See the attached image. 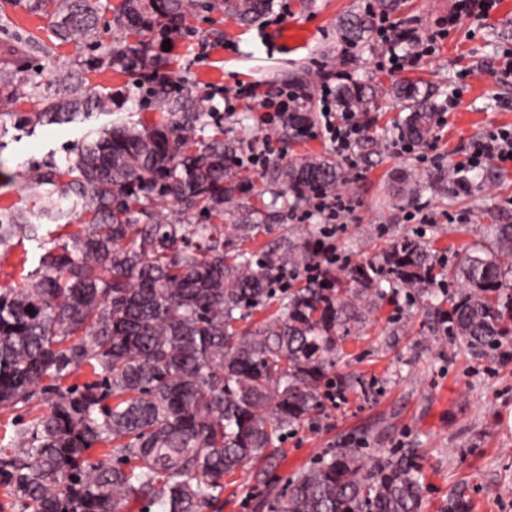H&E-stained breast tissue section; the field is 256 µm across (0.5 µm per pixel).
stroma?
Here are the masks:
<instances>
[{
    "label": "stroma",
    "mask_w": 512,
    "mask_h": 512,
    "mask_svg": "<svg viewBox=\"0 0 512 512\" xmlns=\"http://www.w3.org/2000/svg\"><path fill=\"white\" fill-rule=\"evenodd\" d=\"M368 2L274 0L271 11L249 26L196 12L189 20L195 36L171 43L170 69L209 97L225 129H238L243 118L260 126L274 159L330 153L318 129L302 136L278 125L261 126L260 110L235 91L252 85L262 96L290 89L299 95L296 108L313 112L325 76L336 85L353 72L390 87L397 77L379 68L387 47L376 38L354 49L350 63H337L343 47L340 19L365 10ZM29 3L0 0V63L21 68L50 93L59 71L83 60L84 53L57 39L50 18L36 15ZM453 4L408 0L390 19L424 38ZM506 48L512 49V0H501L487 19L450 29L434 53L407 69V77L430 90L441 110L435 132L413 153L394 148V125L403 114L392 98L382 99L370 126L380 148L369 156L353 153L342 163L346 181L340 190L353 212L331 239L338 253L355 263L405 237L432 245L435 255L451 264L463 254L492 250V225L512 224V163L487 162L471 173L464 191L456 189L449 172L464 162L473 140L512 127V79H499L493 71ZM91 79L100 91L113 94L114 111H141L127 74L97 72ZM26 109V103L0 100V165L11 171L81 132L80 125L69 123L20 135L10 115ZM422 215L428 223H419ZM336 369L348 378L343 400L327 402L320 416L288 439L285 458L269 483H257L250 468L227 477L221 512H256L258 500L282 490L318 455L348 441L376 453L418 449L427 459L423 512H437L454 488L470 498L472 512H512L511 340L495 351L469 348L447 334L429 301L410 302L399 294L381 301L360 335L343 342Z\"/></svg>",
    "instance_id": "35a3bbf8"
}]
</instances>
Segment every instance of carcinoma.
I'll list each match as a JSON object with an SVG mask.
<instances>
[{"instance_id": "carcinoma-1", "label": "carcinoma", "mask_w": 512, "mask_h": 512, "mask_svg": "<svg viewBox=\"0 0 512 512\" xmlns=\"http://www.w3.org/2000/svg\"><path fill=\"white\" fill-rule=\"evenodd\" d=\"M407 0H376L377 12L339 21L357 48L376 13ZM273 0H120L113 43L87 71L137 76L159 119L130 112L112 125L22 163L18 200L0 205V256L23 246L18 282L0 286V408L23 418L0 445V489L18 512H203L224 476L278 466L285 438L344 397L333 371L339 343L361 331L385 295L435 296L438 279L460 281L442 313L448 331L474 349L512 337V224H494L496 249L445 268L409 238L362 262L331 260L336 248L310 231L270 233L271 208L296 209L345 182L331 155L273 162L263 187L243 174L250 130L224 137L194 83L173 77L155 51L202 8L242 24ZM57 18L58 38L99 48L97 0H33ZM51 95L26 91L18 71L0 70L14 127L88 120L112 112V93L79 70L59 72ZM390 94L409 111L401 135L427 142L435 104L419 84L388 89L351 80L340 104L371 111ZM312 125L293 110L284 126ZM389 289H384L383 284ZM258 313L263 314L254 320ZM426 458L415 448L369 455L332 448L258 504L267 512H422ZM448 491L439 512H471Z\"/></svg>"}]
</instances>
